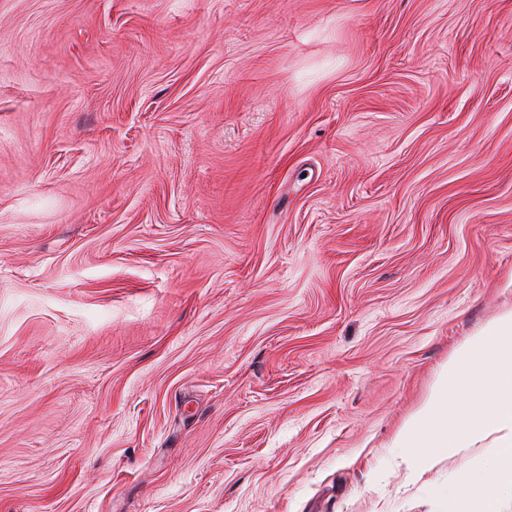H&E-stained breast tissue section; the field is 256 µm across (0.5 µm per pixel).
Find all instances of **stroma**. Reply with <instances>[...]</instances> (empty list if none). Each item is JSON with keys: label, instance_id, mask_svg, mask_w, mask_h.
<instances>
[{"label": "stroma", "instance_id": "stroma-1", "mask_svg": "<svg viewBox=\"0 0 512 512\" xmlns=\"http://www.w3.org/2000/svg\"><path fill=\"white\" fill-rule=\"evenodd\" d=\"M507 306L512 0H0V512H448ZM393 448L408 477L427 483L441 460L484 448L458 487L444 489L450 512H498L500 499L512 497V308L454 349L430 394L395 432Z\"/></svg>", "mask_w": 512, "mask_h": 512}]
</instances>
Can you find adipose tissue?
<instances>
[{
	"label": "adipose tissue",
	"mask_w": 512,
	"mask_h": 512,
	"mask_svg": "<svg viewBox=\"0 0 512 512\" xmlns=\"http://www.w3.org/2000/svg\"><path fill=\"white\" fill-rule=\"evenodd\" d=\"M393 445L415 481L431 480L445 458L482 449L459 484L444 490L452 512H498L500 499L512 497V308L454 349Z\"/></svg>",
	"instance_id": "adipose-tissue-1"
}]
</instances>
